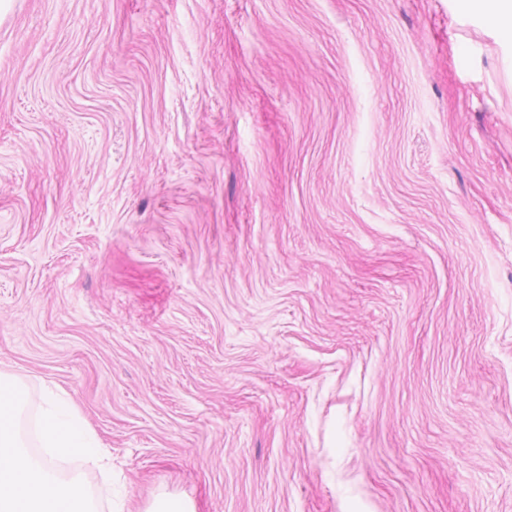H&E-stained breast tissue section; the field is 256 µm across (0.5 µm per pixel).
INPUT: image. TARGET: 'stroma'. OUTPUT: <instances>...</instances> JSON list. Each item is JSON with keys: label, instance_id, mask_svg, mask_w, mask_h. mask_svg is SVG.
Instances as JSON below:
<instances>
[{"label": "stroma", "instance_id": "1", "mask_svg": "<svg viewBox=\"0 0 512 512\" xmlns=\"http://www.w3.org/2000/svg\"><path fill=\"white\" fill-rule=\"evenodd\" d=\"M0 373L99 512H512V38L464 0H6ZM40 448H47L50 456L61 458L79 455L88 466H98L109 459L94 434L86 428L72 401L51 398L39 421Z\"/></svg>", "mask_w": 512, "mask_h": 512}]
</instances>
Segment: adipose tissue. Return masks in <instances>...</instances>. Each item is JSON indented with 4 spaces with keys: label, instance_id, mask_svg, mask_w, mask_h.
Here are the masks:
<instances>
[{
    "label": "adipose tissue",
    "instance_id": "ef3b65f1",
    "mask_svg": "<svg viewBox=\"0 0 512 512\" xmlns=\"http://www.w3.org/2000/svg\"><path fill=\"white\" fill-rule=\"evenodd\" d=\"M27 406L23 389L0 376V512H94L81 477L59 479L49 462L34 460L17 432V422ZM38 441L51 458L81 456L89 466L106 454L86 428L77 406L51 398L39 421Z\"/></svg>",
    "mask_w": 512,
    "mask_h": 512
}]
</instances>
